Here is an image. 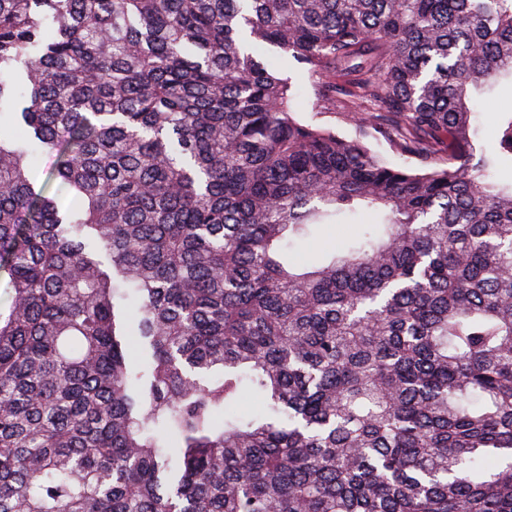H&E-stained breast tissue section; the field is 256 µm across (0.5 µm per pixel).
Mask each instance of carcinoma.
<instances>
[{
  "instance_id": "obj_1",
  "label": "carcinoma",
  "mask_w": 512,
  "mask_h": 512,
  "mask_svg": "<svg viewBox=\"0 0 512 512\" xmlns=\"http://www.w3.org/2000/svg\"><path fill=\"white\" fill-rule=\"evenodd\" d=\"M503 80L512 0H0V512H512ZM277 65L282 69L285 76L292 78L302 90V97L299 104L300 112H296V117L302 121H311L316 117V122L334 129L341 136L352 138L356 135V129L353 125L340 118V115L334 114L328 110L324 104L318 101L314 95L313 87L309 78L300 73L295 67L291 66L286 60H277ZM313 111V112H312ZM318 112V114H315ZM512 106V87H503L491 102L476 104L477 125L481 143L490 149L494 143L495 125L501 110ZM347 222L348 224H327L320 227L316 238L305 242L300 247L305 258L315 254L323 245H344L353 237L369 229L368 226L358 225V223H364L362 217L352 218Z\"/></svg>"
}]
</instances>
